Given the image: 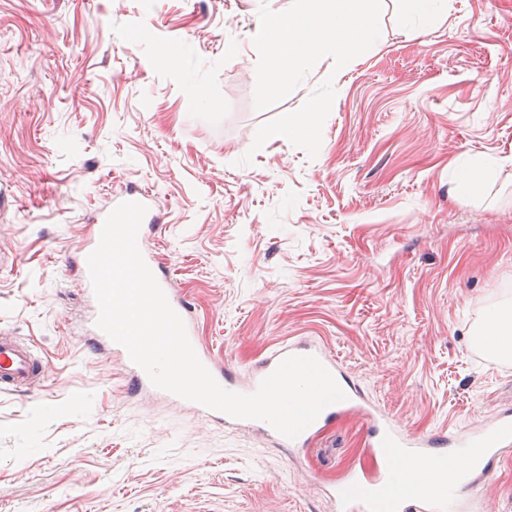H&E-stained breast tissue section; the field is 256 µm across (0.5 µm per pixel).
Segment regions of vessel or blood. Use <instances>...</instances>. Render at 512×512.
Wrapping results in <instances>:
<instances>
[{"mask_svg":"<svg viewBox=\"0 0 512 512\" xmlns=\"http://www.w3.org/2000/svg\"><path fill=\"white\" fill-rule=\"evenodd\" d=\"M135 201L147 208L145 222L158 220L156 201L148 189L127 186L112 195L98 217L106 219L119 204ZM94 225L90 243L98 245L102 227ZM155 278L164 291L172 308L185 325H192L193 318L185 298L173 287L164 273ZM89 335L103 339L108 353L118 357L130 374V388L140 393H155L156 388L146 373L134 364L127 350L96 325L95 318H88ZM290 355L315 356L341 384L346 394L341 406H328L296 438L278 435L269 424L260 420L238 419L225 413L208 409L195 402L186 407L212 421L232 428H254L278 444L306 452L322 423L335 416L338 408L356 412L371 429L363 452L374 458L376 467L371 469L348 467L340 483H328L323 491L331 504L332 512H380L377 506L379 493L393 488L394 498L388 512H485L486 504L480 488L488 476V460L501 449L512 446V414L497 413L479 423L450 430L439 435L415 434L398 421L385 415L361 391L348 385L342 365L326 347L299 341H288L271 349L235 390L239 393L254 392L260 382L271 374L279 363ZM46 364L32 346L13 334L0 332V394L22 391L38 392L44 381Z\"/></svg>","mask_w":512,"mask_h":512,"instance_id":"obj_1","label":"vessel or blood"}]
</instances>
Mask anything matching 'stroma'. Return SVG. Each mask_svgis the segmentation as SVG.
Instances as JSON below:
<instances>
[{
    "label": "stroma",
    "mask_w": 512,
    "mask_h": 512,
    "mask_svg": "<svg viewBox=\"0 0 512 512\" xmlns=\"http://www.w3.org/2000/svg\"><path fill=\"white\" fill-rule=\"evenodd\" d=\"M264 2L290 4L0 0V328L48 368L39 398L0 395V512H330L320 482L372 463L353 415L295 468L261 434L130 395L79 334L77 255L131 182L158 196L151 244L236 375L307 338L410 430L512 409V360L473 340L512 302V0H451L418 37L398 26L412 0H390L317 157L281 137L243 166L333 69L256 109ZM488 157L506 164L458 198V172ZM484 493L512 512V450Z\"/></svg>",
    "instance_id": "obj_1"
}]
</instances>
